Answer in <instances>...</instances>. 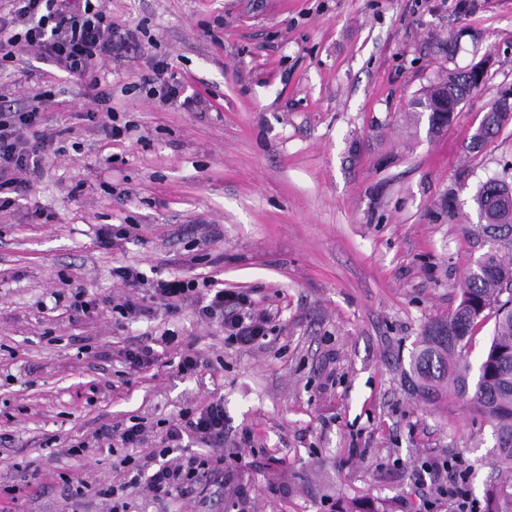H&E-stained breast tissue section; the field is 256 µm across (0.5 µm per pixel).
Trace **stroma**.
<instances>
[{"label": "stroma", "instance_id": "stroma-1", "mask_svg": "<svg viewBox=\"0 0 512 512\" xmlns=\"http://www.w3.org/2000/svg\"><path fill=\"white\" fill-rule=\"evenodd\" d=\"M141 55L105 61L112 108L136 129L112 140L88 121L81 80L36 52L0 72V99L53 98L56 149L26 195L0 211V485L17 512H107L66 485L121 483L125 454L59 456L103 426L224 403L227 512H327L340 498L418 512L411 471L463 456L483 496L501 476L492 426L462 402H422L410 356L459 302L484 252L471 197L512 182V122L478 155L488 105L512 91V0H101ZM184 87L169 103L139 87L154 59ZM489 66L479 91L429 135L412 102L439 75ZM102 224L137 225L116 249ZM207 278L273 317L265 343L230 344L149 290L113 279ZM98 298L72 316L76 287ZM141 297L131 322L113 303ZM178 333L169 345L163 329ZM155 361L129 374L127 348ZM205 365L177 371L184 349Z\"/></svg>", "mask_w": 512, "mask_h": 512}]
</instances>
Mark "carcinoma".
I'll use <instances>...</instances> for the list:
<instances>
[{
	"label": "carcinoma",
	"mask_w": 512,
	"mask_h": 512,
	"mask_svg": "<svg viewBox=\"0 0 512 512\" xmlns=\"http://www.w3.org/2000/svg\"><path fill=\"white\" fill-rule=\"evenodd\" d=\"M448 95L425 90L422 105L430 109L431 128L436 134L453 119L457 106L472 92V81L464 72L450 73ZM512 119V112H493L480 122L485 139L469 144L471 153H480ZM512 200V185L485 182L472 197L480 222L468 228L476 242L493 240L476 268L461 284L460 302L445 320L424 330L418 348L411 355V375L416 395L434 403L447 392L492 425L497 462L512 472V288L503 287V279L512 278V222L491 224L500 202ZM507 299H502V296ZM494 311V330L490 344L478 367L464 356L475 327ZM484 512H512V479L489 484L484 490ZM336 512H388L382 502L350 499Z\"/></svg>",
	"instance_id": "1"
}]
</instances>
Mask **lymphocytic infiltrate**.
I'll return each instance as SVG.
<instances>
[{"instance_id": "lymphocytic-infiltrate-1", "label": "lymphocytic infiltrate", "mask_w": 512, "mask_h": 512, "mask_svg": "<svg viewBox=\"0 0 512 512\" xmlns=\"http://www.w3.org/2000/svg\"><path fill=\"white\" fill-rule=\"evenodd\" d=\"M34 49L69 76L84 81L97 105L90 113L112 140H120L129 130L112 110V93L102 88L98 72L103 61L119 63L135 48L130 33L121 32L99 6V0H12L7 12H0V69L14 62L19 52ZM47 93L28 96L21 106L0 107V210L14 205L17 196L31 188L30 175L39 173L53 154V142L36 134L42 122ZM113 278L128 288H147L154 298L169 308L192 304L198 319L219 324L228 341L249 349L263 344L271 329V317L256 309L247 294L224 288H200L195 279H148L143 272L117 266ZM149 428L141 418L130 425L95 431L90 440L65 448V455L82 458L90 448H138ZM205 445L224 439V404L212 402L204 407L189 406L169 420L160 447L145 460L125 457L130 478L120 485L99 486L95 495L109 500L108 512H129L126 493L146 487L152 498L162 502L175 495H187L204 484L224 482V459L217 456L175 457L174 450L183 438ZM464 462L459 457H429L416 469L418 478L437 483V496L449 512H482L481 502L461 485L457 474Z\"/></svg>"}]
</instances>
